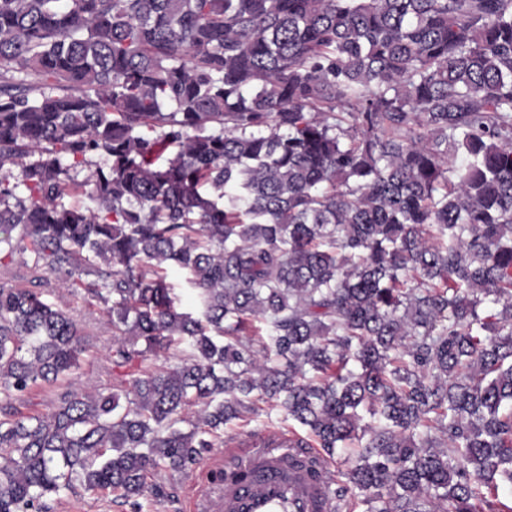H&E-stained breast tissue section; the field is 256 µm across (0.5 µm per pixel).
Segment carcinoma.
I'll list each match as a JSON object with an SVG mask.
<instances>
[{"label": "carcinoma", "mask_w": 512, "mask_h": 512, "mask_svg": "<svg viewBox=\"0 0 512 512\" xmlns=\"http://www.w3.org/2000/svg\"><path fill=\"white\" fill-rule=\"evenodd\" d=\"M60 2L0 0V512L136 507L261 403L349 450L328 512H512V0ZM56 274L134 376L24 413ZM170 281L175 288V293L181 299L182 307L197 313L199 311L197 291L186 283L185 275L176 269H171ZM43 512H135L122 498L111 492L93 494L80 486L45 501Z\"/></svg>", "instance_id": "cac0c4a2"}]
</instances>
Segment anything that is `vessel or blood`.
I'll use <instances>...</instances> for the list:
<instances>
[{"label":"vessel or blood","mask_w":512,"mask_h":512,"mask_svg":"<svg viewBox=\"0 0 512 512\" xmlns=\"http://www.w3.org/2000/svg\"><path fill=\"white\" fill-rule=\"evenodd\" d=\"M216 512H325L328 462L292 466L278 448L247 445L225 452Z\"/></svg>","instance_id":"obj_1"}]
</instances>
